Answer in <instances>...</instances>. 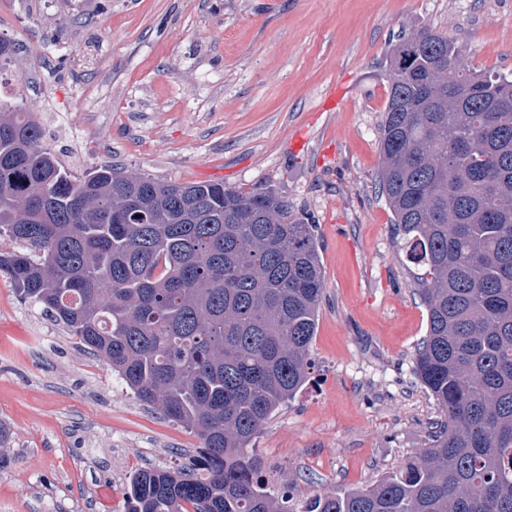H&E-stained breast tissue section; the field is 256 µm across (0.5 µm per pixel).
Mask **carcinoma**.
Wrapping results in <instances>:
<instances>
[{"instance_id": "obj_1", "label": "carcinoma", "mask_w": 512, "mask_h": 512, "mask_svg": "<svg viewBox=\"0 0 512 512\" xmlns=\"http://www.w3.org/2000/svg\"><path fill=\"white\" fill-rule=\"evenodd\" d=\"M431 30L389 60L379 189L428 315L414 375L440 409L420 449L305 512H512V78L462 66ZM0 275L194 431L171 471L130 478L125 512H295L250 445L314 364L315 226L271 189L101 165L70 174L40 123L0 102Z\"/></svg>"}]
</instances>
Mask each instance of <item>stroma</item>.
I'll use <instances>...</instances> for the list:
<instances>
[{"label": "stroma", "instance_id": "obj_1", "mask_svg": "<svg viewBox=\"0 0 512 512\" xmlns=\"http://www.w3.org/2000/svg\"><path fill=\"white\" fill-rule=\"evenodd\" d=\"M426 29L469 68L512 75V0H0L18 49L0 97L63 167L272 187L315 225L314 369L253 444L264 486L291 489L298 512L396 471L439 415L413 375L427 312L377 184L387 59ZM0 423V512H124L134 472L200 445L1 276Z\"/></svg>", "mask_w": 512, "mask_h": 512}]
</instances>
